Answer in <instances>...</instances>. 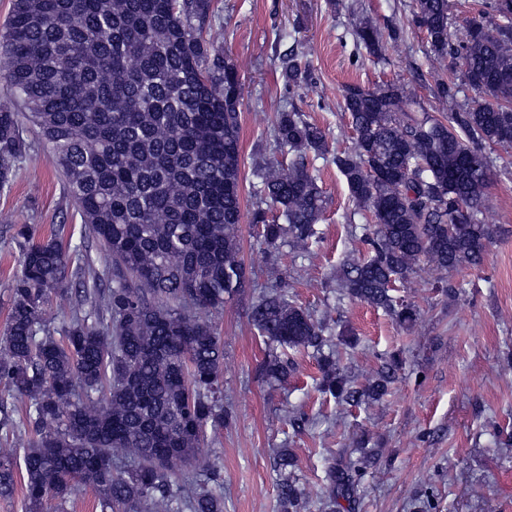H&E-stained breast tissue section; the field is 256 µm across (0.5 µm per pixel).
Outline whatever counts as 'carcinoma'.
Returning <instances> with one entry per match:
<instances>
[{"label": "carcinoma", "instance_id": "carcinoma-1", "mask_svg": "<svg viewBox=\"0 0 512 512\" xmlns=\"http://www.w3.org/2000/svg\"><path fill=\"white\" fill-rule=\"evenodd\" d=\"M412 23L425 30L435 89L448 121L428 112L414 87L347 84L343 110L355 149L334 156L354 212L370 216L367 255L337 275L342 295L390 312L406 328L416 308L395 298L422 262L447 275L481 264L497 229L482 223L489 163L484 145L512 146V0H490L489 24L473 23L452 39L448 0H415ZM211 0H14L0 35V77L26 111L0 110V193L11 191L36 127L64 175L82 222L111 260L103 283L83 247L37 240L21 224L19 265L6 326L0 331V402L25 406L22 442L0 444V495L22 474L28 512H64L81 486L111 512H224L221 471L199 457L207 429L224 423V346L194 310H219L245 292L240 257V106L237 65L202 36ZM357 48L381 55L382 34L355 22ZM461 66L472 104L445 76ZM286 85L310 80L295 54L281 59ZM273 138L288 164L258 167L261 206L251 214L268 247L306 245L326 197L308 171L309 154L329 151L325 133L291 106L277 112ZM78 287L67 280L70 265ZM57 299L60 327L47 308ZM250 320L271 346L269 382L288 386L290 350L318 359L320 390L347 404L388 392L389 356L373 385L359 388L336 367L332 328L284 291L260 295ZM345 472L331 468L320 508L341 512L375 459ZM122 467L112 470V464ZM293 459L278 456L281 512H301L290 477ZM205 477L173 495L178 471Z\"/></svg>", "mask_w": 512, "mask_h": 512}]
</instances>
